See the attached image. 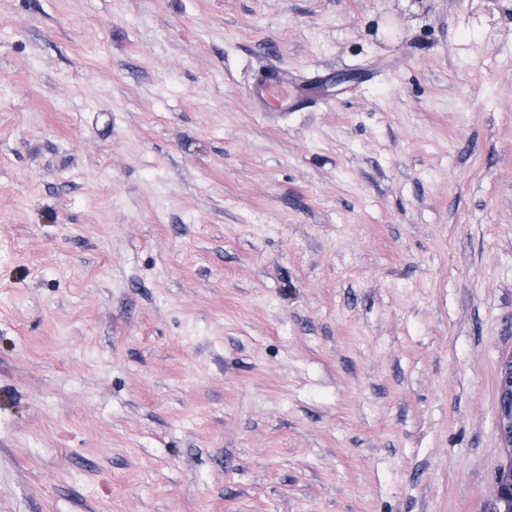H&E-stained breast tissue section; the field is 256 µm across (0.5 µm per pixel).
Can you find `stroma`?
<instances>
[{
	"label": "stroma",
	"instance_id": "1",
	"mask_svg": "<svg viewBox=\"0 0 512 512\" xmlns=\"http://www.w3.org/2000/svg\"><path fill=\"white\" fill-rule=\"evenodd\" d=\"M511 355L512 0H0V512H485ZM293 82L288 74L270 67L266 77L255 87L252 97L259 109L269 116H280L285 112H271L268 108L270 101H276L280 108H288V100L293 96Z\"/></svg>",
	"mask_w": 512,
	"mask_h": 512
}]
</instances>
